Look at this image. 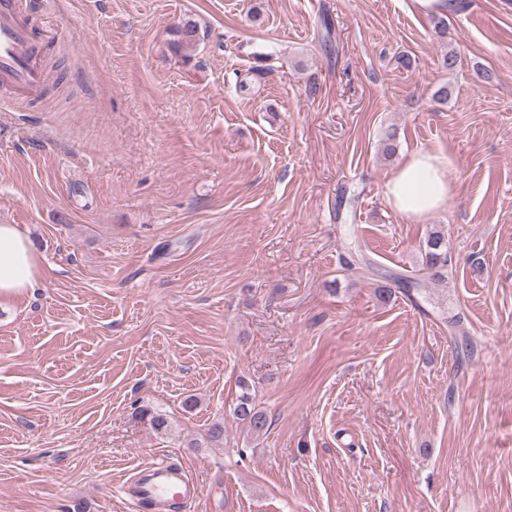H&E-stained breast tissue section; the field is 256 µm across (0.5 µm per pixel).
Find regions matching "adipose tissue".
I'll list each match as a JSON object with an SVG mask.
<instances>
[{
  "mask_svg": "<svg viewBox=\"0 0 512 512\" xmlns=\"http://www.w3.org/2000/svg\"><path fill=\"white\" fill-rule=\"evenodd\" d=\"M453 191L447 162L428 150L408 155L385 184L388 205L414 223L445 208ZM41 274V256L30 237L19 225L0 224V303L27 294Z\"/></svg>",
  "mask_w": 512,
  "mask_h": 512,
  "instance_id": "ef3b65f1",
  "label": "adipose tissue"
}]
</instances>
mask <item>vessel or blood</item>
<instances>
[{
    "label": "vessel or blood",
    "instance_id": "vessel-or-blood-1",
    "mask_svg": "<svg viewBox=\"0 0 512 512\" xmlns=\"http://www.w3.org/2000/svg\"><path fill=\"white\" fill-rule=\"evenodd\" d=\"M45 45L20 0H0V102L43 95ZM200 493L183 467L165 461L144 466L126 488L128 500L141 512H183Z\"/></svg>",
    "mask_w": 512,
    "mask_h": 512
}]
</instances>
